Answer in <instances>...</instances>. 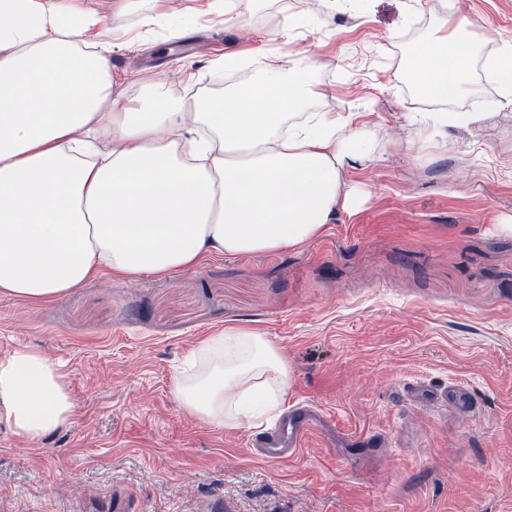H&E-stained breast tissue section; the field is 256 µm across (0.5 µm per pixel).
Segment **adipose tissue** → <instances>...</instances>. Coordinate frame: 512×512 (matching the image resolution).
I'll return each instance as SVG.
<instances>
[{"instance_id": "obj_1", "label": "adipose tissue", "mask_w": 512, "mask_h": 512, "mask_svg": "<svg viewBox=\"0 0 512 512\" xmlns=\"http://www.w3.org/2000/svg\"><path fill=\"white\" fill-rule=\"evenodd\" d=\"M86 0H0V292L47 303L105 272L132 278L196 266L208 254L276 253L322 235L340 174L375 160L374 132L326 112L303 62L186 102L164 85L111 94L107 50L81 38L102 24ZM470 23L441 14L407 68L436 102L479 94ZM512 106V44L484 64ZM288 364L264 336L231 327L206 339L173 394L214 426H254L278 408ZM60 365L23 347L0 356V421L39 439L66 425Z\"/></svg>"}]
</instances>
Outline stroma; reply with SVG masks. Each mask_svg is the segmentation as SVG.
<instances>
[{
    "instance_id": "35a3bbf8",
    "label": "stroma",
    "mask_w": 512,
    "mask_h": 512,
    "mask_svg": "<svg viewBox=\"0 0 512 512\" xmlns=\"http://www.w3.org/2000/svg\"><path fill=\"white\" fill-rule=\"evenodd\" d=\"M88 0L126 81L222 94L258 76L225 54H293L325 95L311 106L374 131L382 156L342 173L354 210L280 253L211 255L189 269L102 275L32 304L0 294V356L59 362L67 425L29 440L0 421V512H512V109L494 84L447 104L480 122L420 146L407 122L435 106L405 92L407 53L432 30L430 0ZM485 50L512 41V0H447ZM301 20L288 36L283 17ZM262 334L288 364L286 404L320 419L284 459L252 429L214 427L172 394L175 372L230 327ZM455 386L466 399L411 397Z\"/></svg>"
}]
</instances>
